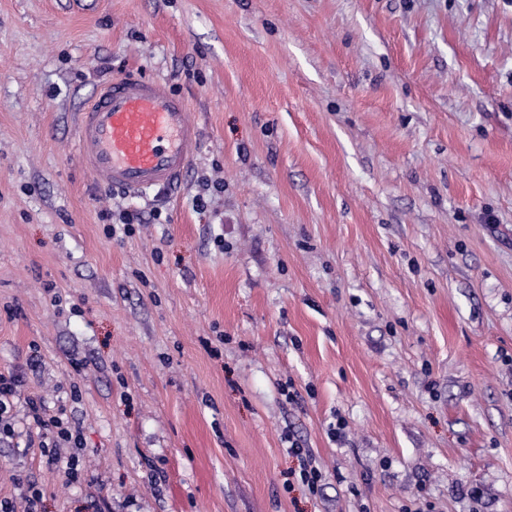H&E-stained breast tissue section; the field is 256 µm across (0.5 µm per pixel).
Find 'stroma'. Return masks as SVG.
I'll return each mask as SVG.
<instances>
[{
	"instance_id": "stroma-1",
	"label": "stroma",
	"mask_w": 512,
	"mask_h": 512,
	"mask_svg": "<svg viewBox=\"0 0 512 512\" xmlns=\"http://www.w3.org/2000/svg\"><path fill=\"white\" fill-rule=\"evenodd\" d=\"M127 74L199 128L175 192L78 161ZM11 372L42 512H512V0H0ZM27 406L29 410V417H32L34 425L39 430L38 434L41 432L43 439H46L49 433L53 434L52 443L54 444V448H60L59 446L61 445V443H70L72 440L74 441L75 444L76 441L78 442L79 433L77 430L75 431L76 434L73 438V433L71 429L61 428V421L59 419L54 417L45 419L46 415L44 416L43 412L45 409L40 399L29 398L27 401ZM288 454L295 456L299 462V478L311 493H315L318 484L323 480L322 472L313 466L312 458L307 448H301L294 436L288 433Z\"/></svg>"
}]
</instances>
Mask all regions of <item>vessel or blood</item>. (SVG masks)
<instances>
[{
    "instance_id": "obj_1",
    "label": "vessel or blood",
    "mask_w": 512,
    "mask_h": 512,
    "mask_svg": "<svg viewBox=\"0 0 512 512\" xmlns=\"http://www.w3.org/2000/svg\"><path fill=\"white\" fill-rule=\"evenodd\" d=\"M75 140L99 186L145 196L181 185L198 131L186 102L166 86L125 76L97 89L79 110Z\"/></svg>"
}]
</instances>
